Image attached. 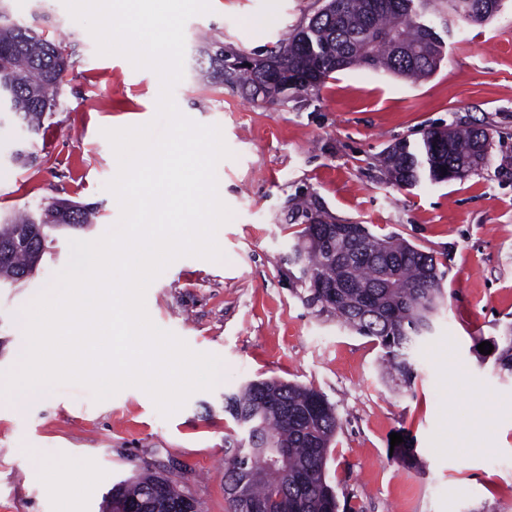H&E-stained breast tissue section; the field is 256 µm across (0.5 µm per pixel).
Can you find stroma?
Returning a JSON list of instances; mask_svg holds the SVG:
<instances>
[{
	"instance_id": "35a3bbf8",
	"label": "stroma",
	"mask_w": 512,
	"mask_h": 512,
	"mask_svg": "<svg viewBox=\"0 0 512 512\" xmlns=\"http://www.w3.org/2000/svg\"><path fill=\"white\" fill-rule=\"evenodd\" d=\"M323 3L210 0V12L184 26L173 99L186 117L220 128L231 155L217 164L218 193L232 217L216 232L222 260H174L147 288L145 308L192 351L221 359L218 384L167 418L135 386L99 402L86 385L60 383L35 406L0 402V512H103L113 483L174 462L200 512H227L224 437L233 424L224 396L258 377L315 388L334 404L329 476L339 505L512 512V377L475 350L512 322V0L482 25L451 19L439 67L419 82L356 65L269 105L203 76L206 40L262 55ZM7 5L15 20L38 15L40 31L65 42L71 65L38 137L0 112V219L55 199L93 204L97 219L86 231L56 233L32 277L0 288V372L17 366L25 342L17 315L66 266L70 240L93 241L118 224L107 188L118 161L105 132L152 122L161 90L153 70L99 54L63 0ZM449 124L488 125L489 167L412 189L388 181L377 162L388 145ZM20 149L36 163H18ZM298 196L337 223L398 234L445 265V308L415 353L411 387L382 380L370 338L307 305L288 263ZM400 431L413 437L419 468L392 459L390 435Z\"/></svg>"
}]
</instances>
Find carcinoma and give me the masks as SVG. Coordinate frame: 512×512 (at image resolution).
Here are the masks:
<instances>
[{
    "instance_id": "1",
    "label": "carcinoma",
    "mask_w": 512,
    "mask_h": 512,
    "mask_svg": "<svg viewBox=\"0 0 512 512\" xmlns=\"http://www.w3.org/2000/svg\"><path fill=\"white\" fill-rule=\"evenodd\" d=\"M503 0H327L309 21L269 50L286 87H270L256 70L235 63L240 53L214 41L203 51L204 70L216 85L240 90L252 101L288 100V91L306 89L296 75L317 85L353 65H364L413 82L428 77L440 62L445 41L434 17L483 24ZM69 53L35 23L13 21L0 4V104L28 132L38 134L55 110ZM488 129L434 127L420 139L389 145L381 164L392 183L413 188L461 179L487 166ZM96 211L52 202L0 224V285L32 276L61 230H85ZM302 229L292 244L297 280L308 288L307 304L333 316L344 328L377 341L381 365L395 385L416 377L414 354L431 334L444 309L445 272L433 254L395 235L378 236L364 224L326 219L306 200L291 212ZM494 364L512 374V324L488 338ZM224 415L239 433L224 437V496L228 512H338L328 480L330 447L339 428L334 406L320 391L278 380H251L224 395ZM393 457L407 468L419 465L408 439ZM188 495L163 472L144 469L112 485L108 512H182Z\"/></svg>"
}]
</instances>
